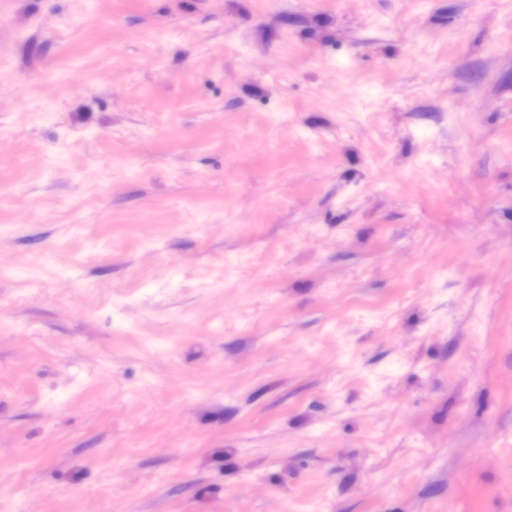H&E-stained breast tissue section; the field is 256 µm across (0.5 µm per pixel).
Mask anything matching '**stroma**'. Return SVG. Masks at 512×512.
I'll list each match as a JSON object with an SVG mask.
<instances>
[{
    "label": "stroma",
    "instance_id": "stroma-1",
    "mask_svg": "<svg viewBox=\"0 0 512 512\" xmlns=\"http://www.w3.org/2000/svg\"><path fill=\"white\" fill-rule=\"evenodd\" d=\"M0 512H512V0H0Z\"/></svg>",
    "mask_w": 512,
    "mask_h": 512
}]
</instances>
